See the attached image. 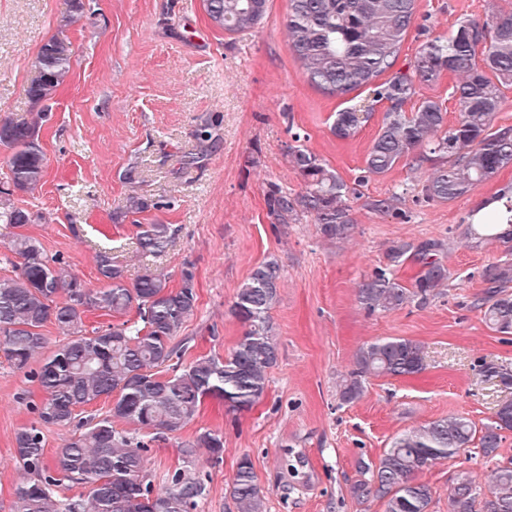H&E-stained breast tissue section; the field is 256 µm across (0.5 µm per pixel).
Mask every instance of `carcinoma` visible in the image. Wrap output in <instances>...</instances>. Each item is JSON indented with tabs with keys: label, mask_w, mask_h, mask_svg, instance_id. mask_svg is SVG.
I'll use <instances>...</instances> for the list:
<instances>
[{
	"label": "carcinoma",
	"mask_w": 512,
	"mask_h": 512,
	"mask_svg": "<svg viewBox=\"0 0 512 512\" xmlns=\"http://www.w3.org/2000/svg\"><path fill=\"white\" fill-rule=\"evenodd\" d=\"M417 0H289V48L300 61L311 85L336 96L375 85L373 102L388 103L383 123L363 167L365 180L389 172L406 161L420 172L431 164L422 192L431 201H453L481 182L512 166V128H494L503 102L502 88L512 86V12H492L484 20L464 19L451 35L421 43L414 62L396 67L402 43L413 25ZM268 0H205L211 20L229 32L248 31L260 24ZM75 55L73 44L51 37L40 46L37 76L28 88L36 103L51 101L67 81ZM456 79L460 116L445 128L442 103L415 100L420 84L444 75ZM373 106L352 107L335 114L331 133L339 139L355 136L372 116ZM38 114L33 122L0 118V146L10 150L8 165L13 188L32 191L45 176L46 162ZM222 120L200 127L195 151L182 156L191 167L217 152L222 144ZM294 135L288 163L303 179L304 190L292 193L276 183L267 186L265 202L274 224H296L309 216L329 240H343L352 229L351 189ZM503 207L480 215L469 224L471 239L495 241L512 253V186L500 190ZM401 196L374 199L368 206L379 213L398 214ZM32 221L28 211L7 207L0 222L20 228ZM171 242L168 224H139L136 253L157 258ZM11 250L22 258L20 272L0 280V347L19 371L29 368L44 348L40 328L52 322L63 336L57 348L33 371L43 397L38 419L15 434L16 458L27 474L17 487L10 512H197L205 492L196 470L198 450L217 461L224 455V436L205 430L180 448L182 466L168 473L163 487L154 488L146 474L145 442L120 430L117 422L159 434L181 431L207 399L229 411L251 408L263 395L268 372L278 361V346L269 312L278 298L281 267L267 260L251 271L237 289L231 312L245 327L223 358L201 356L185 365L176 342L196 308L195 275L191 265L181 271L180 285L169 286L163 273L147 272L127 284L124 269L109 251L98 254V273L106 287L86 288L67 277L59 258H48L38 242L17 234ZM438 240L395 241L385 252L388 267L364 278L357 289L359 303L370 313L397 310L416 301L425 304L447 287L450 273L439 254ZM411 261L418 271L410 285L393 277L391 268ZM488 288L477 308L501 334L512 335V259L501 260L485 274ZM66 292L67 300L55 298ZM122 317L136 309L138 320L112 323L85 333L83 315L90 309ZM425 369L420 345L402 338L376 341L356 354L354 368L340 386V397H362L370 376L411 377ZM114 398L109 415L82 422L81 431L62 449L55 466L45 457L42 426H68L78 410L101 398ZM512 431V401L499 405L495 419L477 426L463 415L429 421L395 437L370 478L355 484L358 498L384 501L385 512H430V487L417 480L429 466L477 445L487 456L497 454L502 432ZM90 486L85 496L62 498V481ZM237 512H265V496L251 460L237 464L230 491ZM450 512H512V458L493 472L489 494L478 492L461 474L454 483Z\"/></svg>",
	"instance_id": "cac0c4a2"
}]
</instances>
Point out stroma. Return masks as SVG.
<instances>
[{
  "label": "stroma",
  "mask_w": 512,
  "mask_h": 512,
  "mask_svg": "<svg viewBox=\"0 0 512 512\" xmlns=\"http://www.w3.org/2000/svg\"><path fill=\"white\" fill-rule=\"evenodd\" d=\"M82 3L75 14L71 0H0V117L24 121L40 111L27 90L44 41L56 36L75 47L70 78L40 129L46 175L35 191H13L0 205L28 210L33 220L22 234L93 290L104 286L96 263L104 247L130 282L151 270L167 274L175 286L184 264H193L196 309L180 331L188 340L186 364L230 352L243 333L230 313L238 287L263 261L274 258L281 266L270 312L279 358L262 397L241 412L205 401L174 435L143 430L150 479L164 486L167 472L182 463L180 445L214 430L224 436V456L204 467L198 512H236L230 485L244 456L253 463L266 512H385L382 501L356 498L351 487L367 480V466L394 437L451 414L487 424L500 401L512 398V388L483 374L489 366L512 371V336L497 332L474 306L486 268L505 252L499 243L478 245L466 237L471 212L512 185V167L449 203L426 200L422 174L402 164L360 182L386 106L377 104L352 138L331 133L335 113L371 92L364 87L331 96L309 83L288 46V0H269L262 23L237 33L216 26L204 0ZM494 8L510 12L512 0H418V22L428 33L410 30L400 63L414 58L424 37L448 36L458 20H482ZM70 13L74 23L59 27ZM216 114L224 117L222 149L200 167L181 168L197 130ZM296 131L357 191L349 199L354 224L347 240H325L308 216L287 226L271 222L267 184L304 188L285 154ZM133 165L142 175L134 189L123 178ZM394 193L403 198L400 215L366 205ZM133 194L148 201L147 210L127 212ZM156 222L171 226V245L160 258H140L135 226ZM430 238L445 246L447 288L423 306L363 309L357 286L386 265L391 242ZM389 337L421 345L424 371L368 377L363 397L343 402L339 383L357 351ZM41 397L38 383L0 352V512H10L24 477L15 434L34 421L32 408ZM510 458L508 431L497 458L470 447L420 472L419 481L432 490L430 512H448L459 472H468L484 494L497 461Z\"/></svg>",
  "instance_id": "stroma-1"
}]
</instances>
